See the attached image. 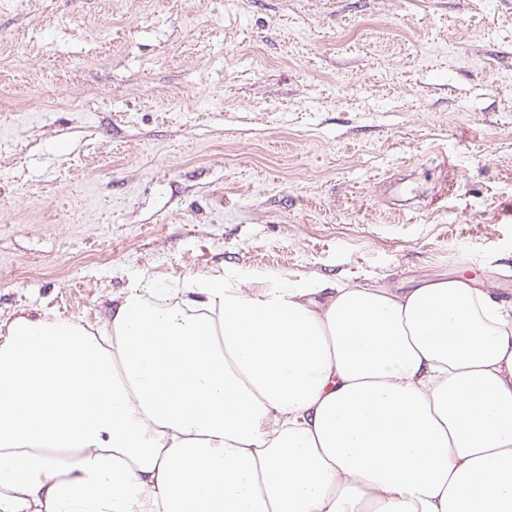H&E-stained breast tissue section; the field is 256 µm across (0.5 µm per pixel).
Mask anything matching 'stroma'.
Segmentation results:
<instances>
[{
  "label": "stroma",
  "instance_id": "obj_1",
  "mask_svg": "<svg viewBox=\"0 0 512 512\" xmlns=\"http://www.w3.org/2000/svg\"><path fill=\"white\" fill-rule=\"evenodd\" d=\"M218 273L511 302L512 0H0V338Z\"/></svg>",
  "mask_w": 512,
  "mask_h": 512
}]
</instances>
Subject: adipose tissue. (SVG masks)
Here are the masks:
<instances>
[{
    "instance_id": "obj_1",
    "label": "adipose tissue",
    "mask_w": 512,
    "mask_h": 512,
    "mask_svg": "<svg viewBox=\"0 0 512 512\" xmlns=\"http://www.w3.org/2000/svg\"><path fill=\"white\" fill-rule=\"evenodd\" d=\"M0 512H512V307L214 275L18 316Z\"/></svg>"
}]
</instances>
